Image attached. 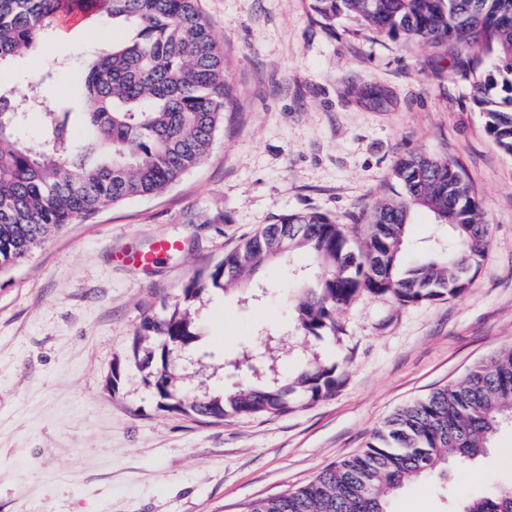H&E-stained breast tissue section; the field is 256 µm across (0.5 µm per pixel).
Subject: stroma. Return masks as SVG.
I'll list each match as a JSON object with an SVG mask.
<instances>
[{"instance_id":"1","label":"stroma","mask_w":512,"mask_h":512,"mask_svg":"<svg viewBox=\"0 0 512 512\" xmlns=\"http://www.w3.org/2000/svg\"><path fill=\"white\" fill-rule=\"evenodd\" d=\"M223 51L237 108L207 159L165 192L67 225L0 273V512H250L363 450L400 408L462 379L512 344V155L485 130L472 80L442 50L345 17L326 25L310 0H200ZM110 17L43 43L44 61L0 65V83L41 84L67 105L85 60L120 37ZM423 151L459 164L483 204L489 245L455 298L401 305L360 297L345 336L293 328L303 255L267 268L258 301L182 288L283 215L319 212L359 237L364 217L398 195L395 160ZM161 239L181 248L148 270L120 255ZM190 308L198 339L178 353L179 386L198 395L286 377L317 359L335 390L294 396L280 415L202 421L166 408L152 385L157 344L136 342L144 310ZM267 366L239 369L258 333ZM482 480H472L473 471ZM512 482V423L482 457L438 463L390 499L389 512H455L464 494Z\"/></svg>"}]
</instances>
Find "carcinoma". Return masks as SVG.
Returning a JSON list of instances; mask_svg holds the SVG:
<instances>
[{
    "label": "carcinoma",
    "mask_w": 512,
    "mask_h": 512,
    "mask_svg": "<svg viewBox=\"0 0 512 512\" xmlns=\"http://www.w3.org/2000/svg\"><path fill=\"white\" fill-rule=\"evenodd\" d=\"M105 14L128 31L83 72L77 103L87 135L78 141L70 110L47 106L39 91L0 89V271L28 259L68 224L135 197L156 196L209 155L226 114L234 111L224 53L198 0H0V63L31 54L64 8ZM331 23L357 17L392 38L443 48L452 72L475 76L473 101L485 129L512 155V0H312ZM43 115L47 137L33 147L20 137L27 114ZM393 178L405 195L380 201L366 218L363 240L329 216L289 213L242 246L224 253L182 288L189 303L209 289L253 285L268 265L307 255L319 269L296 298L297 331L340 337V310L361 296L401 305L456 297L489 242L482 203L460 167L423 153L398 159ZM452 225L446 242L408 264L414 209ZM198 337L189 307L143 318L138 339L162 344L153 375L158 396L202 420L288 412L290 395L323 398L334 370L313 361L288 378L202 397L187 395L172 373L177 353ZM512 413V346L438 388L385 422L358 455L323 467L308 484L261 498L251 512H388L387 496L430 474L437 463L474 460ZM457 512H512V484L463 500Z\"/></svg>",
    "instance_id": "cac0c4a2"
}]
</instances>
